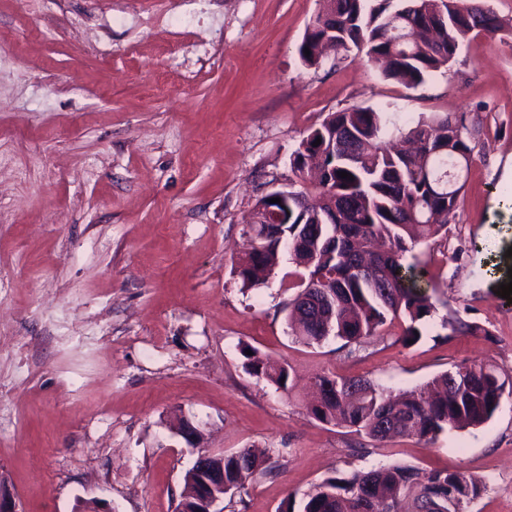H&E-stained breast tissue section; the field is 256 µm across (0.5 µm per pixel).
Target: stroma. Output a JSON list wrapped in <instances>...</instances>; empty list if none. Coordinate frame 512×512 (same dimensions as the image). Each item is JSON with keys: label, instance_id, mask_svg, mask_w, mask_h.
<instances>
[{"label": "stroma", "instance_id": "35a3bbf8", "mask_svg": "<svg viewBox=\"0 0 512 512\" xmlns=\"http://www.w3.org/2000/svg\"><path fill=\"white\" fill-rule=\"evenodd\" d=\"M323 0H0V489L18 512H176L199 449L265 451L217 512H301L324 479L381 466L485 479L464 512H512V396L487 423L379 443L308 411L320 375L399 392L455 365L512 377V34L471 37L417 87L352 51L297 48ZM386 111L390 136L463 115L474 150L448 232L409 254L436 306L420 339L394 320L347 353L295 340L282 254L241 290L256 201L293 178L329 113ZM459 313L481 326L448 336ZM287 364V389L243 347ZM246 350H244L246 361L243 367L248 374L263 378L279 388H287L289 371L286 365L277 362H265L260 358L247 355ZM281 378H284V382H281Z\"/></svg>", "mask_w": 512, "mask_h": 512}]
</instances>
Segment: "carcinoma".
I'll return each instance as SVG.
<instances>
[{
    "mask_svg": "<svg viewBox=\"0 0 512 512\" xmlns=\"http://www.w3.org/2000/svg\"><path fill=\"white\" fill-rule=\"evenodd\" d=\"M512 32L485 0H326L298 46L303 65L317 67L323 47L334 54L355 49L388 80L407 87L422 84L449 66L470 35ZM310 55H305V50ZM462 117L448 113L421 118L408 129L410 151L386 141L385 113L368 107L331 112L294 150L288 183V208L281 224H245L249 247L232 273L249 290L269 276L282 249L306 271L299 290L284 306L298 341L321 344L334 336L343 346H359L379 334L387 320L408 323L405 342L435 312L417 265L406 254L447 233L448 215L464 188L438 184L447 158L469 164L473 151L463 135ZM320 145H314L316 140ZM320 160V176L309 179L305 159ZM345 172L353 179L338 176ZM452 335H473L480 327L460 316L444 320ZM245 371L287 388L288 367L246 356ZM322 389L310 414L325 424L342 425L383 442L396 436H435L448 427L479 426L498 411L506 380L488 366L458 365L424 388L389 396L367 378L320 376ZM264 456L250 448L224 457V493L245 487L264 471ZM199 476L188 470L177 512H193ZM484 480L464 471H433L391 465L349 477H329L307 495L303 512H410L429 505L448 509V494L459 504L478 498Z\"/></svg>",
    "mask_w": 512,
    "mask_h": 512,
    "instance_id": "carcinoma-1",
    "label": "carcinoma"
}]
</instances>
